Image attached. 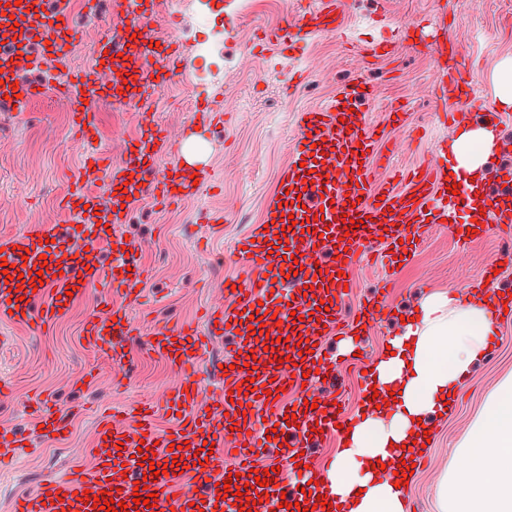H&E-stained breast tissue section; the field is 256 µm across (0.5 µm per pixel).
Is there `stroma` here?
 <instances>
[{"label": "stroma", "instance_id": "stroma-1", "mask_svg": "<svg viewBox=\"0 0 512 512\" xmlns=\"http://www.w3.org/2000/svg\"><path fill=\"white\" fill-rule=\"evenodd\" d=\"M297 0H150L148 14H122L124 36L148 28L156 41L171 43L182 58L149 104L115 98L104 92L89 99L92 138L74 144L63 97L42 86L40 69L17 71L18 83H37L40 95L21 101L0 98V237L21 235L37 224L68 229L75 216L59 209L57 199L70 187L86 156L106 154L121 166L126 146L138 133V114L150 107L156 121L185 141H200V168L208 186L177 205L156 204L149 189L138 193L110 233L140 244L136 264L144 273L132 294H113L96 285L69 303L53 325L34 330L0 319V383L15 393L0 405V435L21 434L23 450L0 460V512H10L13 498L37 489L49 476H65L92 448L98 420L121 409L158 399L179 380L175 368L147 341L159 322H184L205 330V312L224 300V283H245L248 268L233 249L239 238L261 224L268 198L284 169L292 163L298 115L333 99L339 85L352 76L373 83V98L357 102L362 123L381 142L380 159L372 163L374 190H385L393 171L415 166L448 168L442 156L462 127L487 124L497 107L496 72L512 58V0H350L340 35L313 36L296 52L255 49L259 29L281 24ZM71 22L78 36L66 60L56 65L61 77L101 64L100 47L108 17L107 0L88 9L72 0ZM448 30L419 40L415 25L439 17ZM410 27L407 42L391 56L363 60L360 44L383 39ZM214 37L221 56L204 64L198 40ZM453 39L473 61L475 95L455 111L458 125L435 116L431 92L444 59L437 47ZM311 70L295 95H287L289 74ZM226 108L224 124L205 129L201 114ZM407 112L404 125L393 124L390 112ZM512 169V111L500 114L495 143L482 169L480 192L491 199L512 194L498 178ZM471 220L470 207H458L453 224L433 227L424 239L409 243L401 267L386 265L384 241L357 248L345 279L348 290L338 299L344 310L365 304L380 280H387L388 311L369 323L355 343V353H342L336 333L317 337L319 361L333 374L309 376L304 386L283 390L284 401L314 400L336 405L344 418L361 412L368 377L400 318L425 296L462 292L480 281L487 268L498 271L492 287L512 293V237L505 225L489 224L475 238L460 236L457 227ZM112 308L125 309L139 336L124 350L126 377L115 376L110 360L95 355L79 339L86 317ZM499 335L486 359L459 393L453 412L431 418L432 440L427 462L414 470L405 487L407 500L419 512H440L438 485L447 472L450 451L468 433L486 397L512 375V315L498 325ZM53 397L70 426L61 438L47 440L39 428V402Z\"/></svg>", "mask_w": 512, "mask_h": 512}]
</instances>
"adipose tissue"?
Returning <instances> with one entry per match:
<instances>
[{
    "label": "adipose tissue",
    "mask_w": 512,
    "mask_h": 512,
    "mask_svg": "<svg viewBox=\"0 0 512 512\" xmlns=\"http://www.w3.org/2000/svg\"><path fill=\"white\" fill-rule=\"evenodd\" d=\"M494 135L486 128L462 132L450 145L454 171L478 178ZM512 296L472 286L467 294L433 293L394 333L372 367L376 406L351 423L332 467L317 480L332 488L334 512H406L397 486L406 461L418 456L426 423L455 405L460 389L486 356L499 308ZM467 459L449 466L439 489L441 512H512V378L488 395L468 436L451 451Z\"/></svg>",
    "instance_id": "1"
}]
</instances>
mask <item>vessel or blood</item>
Masks as SVG:
<instances>
[{
    "label": "vessel or blood",
    "mask_w": 512,
    "mask_h": 512,
    "mask_svg": "<svg viewBox=\"0 0 512 512\" xmlns=\"http://www.w3.org/2000/svg\"><path fill=\"white\" fill-rule=\"evenodd\" d=\"M346 0H321L318 8L300 11L285 20L282 27L265 32L264 44L281 49H296L307 37L321 32H342ZM52 25L55 35L50 38L47 54L62 58L75 36L65 8H57ZM16 21L18 32L26 41L45 36L43 16L38 11H21L6 7L0 22ZM451 62L446 79L434 93L433 106L441 120H448V100L469 99L472 89L473 65L466 53L455 44L449 45ZM164 65L157 78L139 81L138 85L123 89L120 81L106 83L93 69L73 73L67 81L66 94L71 100L72 129L79 141H89L92 124L84 106V98L96 95L105 86L126 90L129 99L149 101L161 79L173 71L178 58L169 49L159 53ZM374 88L360 79L347 83L338 99L329 105L301 113L298 133L294 141L296 161L282 175L278 189L270 200L266 218L271 225L268 232H257L254 240L237 254L246 260L252 275L244 287L230 294L231 301L211 307L206 312V332H199L189 324L172 328L159 327L152 333L151 347L177 367L182 382L163 403L146 404L135 413H113L103 417L98 425L91 460L79 464L62 477L44 479L38 492L17 499L13 512H102L95 507V497L108 495L126 503V512H224L222 483L228 471L226 461L234 465L251 463L254 445L246 431L252 415L243 411L239 402L230 398L231 392L251 388L260 395L262 403L273 408L276 418H283L285 410L278 393L294 376L302 375L313 366L315 358L310 348L290 351L289 361L277 362L273 353H266L263 365L257 366V379H250L245 364L236 362L233 369L221 372L220 386L209 398H201L197 377L203 363L209 337L236 336L240 347L254 344L247 328L252 313L266 309L278 319L287 320L290 313L303 316L316 313L321 322L333 327L344 322L337 309L320 310L316 294L319 286L340 289L344 279L346 251L370 238L387 234L390 244L402 238V225L409 224L421 230L441 223L452 216V210L441 200L447 185L440 171L419 167L405 174V190L387 189L378 201H370L369 158L367 149L373 148L372 134L358 121L349 119L348 110L358 99L371 97ZM131 149L123 172L152 169L157 154L171 147L166 129L156 123L149 112H142L141 126L132 138ZM123 172L113 170L105 157H93L76 175L72 188L63 195L60 209L79 218L81 231L89 235L95 231V222L85 206L89 202V184L108 178L111 185L122 183ZM154 195L165 203L178 202L198 194L191 176L180 164L167 167L161 178L152 185ZM323 214L325 235L308 232V221L315 214ZM357 220L358 228H348L347 219ZM329 249L337 260L330 268L329 280H322L316 266L321 249ZM137 244L118 241L116 267L88 264L82 249L59 237L55 225L39 224L26 234L1 238L0 257L12 266V275L22 276V289H0V318L26 326H48L62 317L71 295L86 288L103 284L114 289L130 288L141 272L134 266ZM297 275H290V268ZM384 287H377L372 304L356 311L351 328L380 317L387 304ZM136 334L132 323L113 321L89 315L83 325L84 343L102 356L121 361L124 348ZM182 411L184 423L170 433L158 434L154 416L161 409ZM40 413L46 435L62 433L66 428L64 415L57 411L51 398L40 402ZM224 447V456H209L199 462L196 452L204 443ZM147 447L155 474L145 475L138 447ZM190 467L193 489L177 498H170L168 486L175 481L181 467ZM143 489H136V482ZM157 493L154 507L142 503L132 507L133 497L147 498Z\"/></svg>",
    "instance_id": "1"
}]
</instances>
